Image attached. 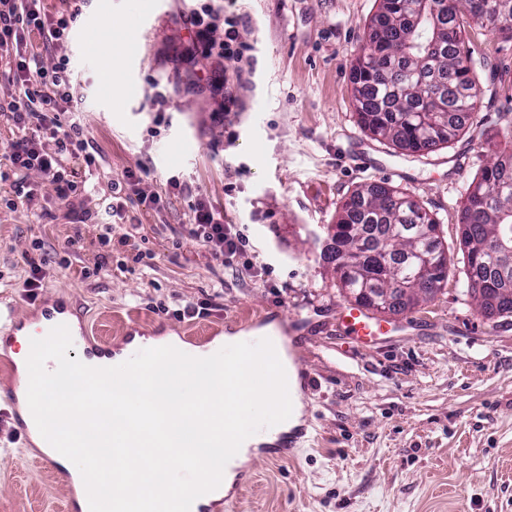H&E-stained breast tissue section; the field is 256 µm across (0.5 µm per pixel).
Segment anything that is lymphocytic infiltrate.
Returning <instances> with one entry per match:
<instances>
[{
  "label": "lymphocytic infiltrate",
  "instance_id": "lymphocytic-infiltrate-1",
  "mask_svg": "<svg viewBox=\"0 0 512 512\" xmlns=\"http://www.w3.org/2000/svg\"><path fill=\"white\" fill-rule=\"evenodd\" d=\"M41 0H0V64L8 66L24 94L0 109V117L15 126L35 127L53 140L21 137L13 144L10 157L15 170H35L46 176L59 199H70L77 190L69 163L75 156H83L87 165H95L96 158L80 123L63 124L62 108L72 99V78L66 62H59L52 72L39 67L34 54L25 50L26 37L39 33L46 43L58 45L67 38L70 17L49 16L42 13ZM194 39L200 42L205 54L221 59L252 62L253 47L243 40L240 19L223 14L210 0H204L188 20ZM223 28V39L213 36L216 28ZM187 238L202 246L211 259L220 265L257 277L251 261L243 255L245 235L237 224L225 223L212 206L203 199L190 206V222L185 226Z\"/></svg>",
  "mask_w": 512,
  "mask_h": 512
}]
</instances>
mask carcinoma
<instances>
[{
  "label": "carcinoma",
  "instance_id": "cac0c4a2",
  "mask_svg": "<svg viewBox=\"0 0 512 512\" xmlns=\"http://www.w3.org/2000/svg\"><path fill=\"white\" fill-rule=\"evenodd\" d=\"M378 0L368 24L370 46L352 68L354 107L359 126L374 139L411 155L424 156L452 144L466 128L480 122V101L472 59L464 50L467 19L447 0L407 19L397 3ZM481 11L494 5L504 18L499 32L512 38V0H468ZM439 103L427 101L429 90ZM420 225L433 233V270L418 273L420 288H442L448 278V251L439 224L409 193L384 182L371 183L341 204L334 224L333 264L338 287L359 305L373 308L364 292L383 273L386 254L378 241L394 226ZM460 246L468 290L481 288L496 304L493 317L512 314V148L498 151L469 185L459 220Z\"/></svg>",
  "mask_w": 512,
  "mask_h": 512
}]
</instances>
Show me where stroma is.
<instances>
[{"mask_svg": "<svg viewBox=\"0 0 512 512\" xmlns=\"http://www.w3.org/2000/svg\"><path fill=\"white\" fill-rule=\"evenodd\" d=\"M86 0L61 45L29 38L44 71L67 58L70 105L102 162L70 167L86 189L60 200L39 172H13L20 133L0 121V304L19 325L67 308L78 324L117 350L134 335L215 337L299 324L291 352L310 375L302 395L307 434L289 458L268 447L245 466L252 475L238 512H512V315L485 317L467 293L458 221L465 192L490 161L488 143L512 140V39L487 24L465 28L478 64L482 121L450 147L406 156L361 130L351 68L366 42L378 0H237L240 33L255 47L252 70L202 53L184 61L191 32L182 15L195 0ZM111 29L109 43L95 41ZM112 67L115 79L101 77ZM231 78L236 112L225 113L218 81ZM167 96V123H153L154 91ZM143 169L138 185L161 193L178 175L184 193L159 210L128 202L109 213L112 186ZM23 181L31 197L16 196ZM387 182L410 193L438 222L450 269L441 291L413 312L389 317L390 332L359 346L343 335L338 312L350 304L321 253L327 227L356 189ZM204 198L225 222L244 225L260 279L236 277L187 239L188 204ZM88 219L69 221L71 207ZM54 221H46V214ZM114 247L107 273L85 277L101 252L97 227ZM138 225L127 237L129 225ZM82 246L68 266L56 262L68 236ZM44 244L32 248L33 240ZM146 253L150 266L133 269ZM47 257L36 296L23 286L30 260ZM222 285L209 316L192 332L173 310ZM168 314H161V307ZM0 460V512H61L75 500L63 470L26 458L17 434Z\"/></svg>", "mask_w": 512, "mask_h": 512, "instance_id": "35a3bbf8", "label": "stroma"}]
</instances>
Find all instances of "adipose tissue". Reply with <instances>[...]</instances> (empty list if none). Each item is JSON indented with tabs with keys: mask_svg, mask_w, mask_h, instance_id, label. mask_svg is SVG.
I'll return each mask as SVG.
<instances>
[{
	"mask_svg": "<svg viewBox=\"0 0 512 512\" xmlns=\"http://www.w3.org/2000/svg\"><path fill=\"white\" fill-rule=\"evenodd\" d=\"M264 333L257 354L271 376L261 389L252 385L241 357L251 340L247 333L217 337L205 350L168 336L167 358L152 363L131 357V350L155 344L136 336L120 352L93 353L91 371L81 378L70 365H59L47 397V426L68 444L50 454L77 482L79 512H118L133 503L146 512H170L178 500L200 510L230 489L252 447L297 426L303 405L295 367L281 337L269 327ZM229 364L249 398L245 407L224 391ZM232 407L236 433L230 438L224 416ZM141 409L150 422L135 418ZM176 467L192 470L189 484H171Z\"/></svg>",
	"mask_w": 512,
	"mask_h": 512,
	"instance_id": "1",
	"label": "adipose tissue"
}]
</instances>
